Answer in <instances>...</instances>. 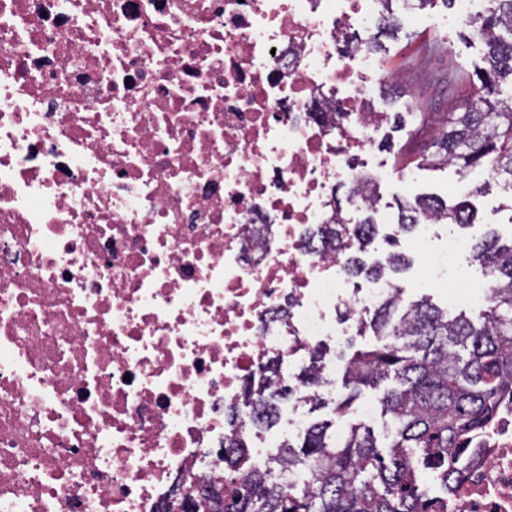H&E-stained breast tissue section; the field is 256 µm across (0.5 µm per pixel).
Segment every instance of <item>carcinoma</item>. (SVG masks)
Wrapping results in <instances>:
<instances>
[{
    "mask_svg": "<svg viewBox=\"0 0 512 512\" xmlns=\"http://www.w3.org/2000/svg\"><path fill=\"white\" fill-rule=\"evenodd\" d=\"M472 38L487 48L488 67L470 81L472 97L439 118L434 151L422 157L427 165H454L461 176L476 170L512 189V0H487L486 10L468 26ZM432 211L464 229L476 223L465 202L453 208L434 200H418L400 208V232L412 231ZM378 234L373 217L358 225V245L367 249ZM471 255L492 280L490 306L475 323L453 318L421 300L402 308L403 298L389 295L369 319L378 344L352 353L345 365L348 393L336 401L347 410L366 388L381 389V405L394 426L388 454L378 451L360 423L339 439L323 424L305 433L300 449L288 446L276 463L307 468L301 485L269 486L274 467L249 472L248 499L241 512H427L413 480V464L432 469L450 486L448 456L468 451L466 438L493 416L501 397L512 395V244L492 232L471 244ZM408 266L399 253L386 264L368 266L359 258L347 264L354 277L382 276ZM322 352L311 353L299 380L327 383L321 374ZM285 382L249 384L245 404L256 426L276 418L273 401L290 394Z\"/></svg>",
    "mask_w": 512,
    "mask_h": 512,
    "instance_id": "carcinoma-1",
    "label": "carcinoma"
}]
</instances>
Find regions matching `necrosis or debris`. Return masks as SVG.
<instances>
[{"label": "necrosis or debris", "mask_w": 512, "mask_h": 512, "mask_svg": "<svg viewBox=\"0 0 512 512\" xmlns=\"http://www.w3.org/2000/svg\"><path fill=\"white\" fill-rule=\"evenodd\" d=\"M381 0H0V512H159L185 475L266 467L245 387L361 333L345 271L381 190L366 36ZM327 226L339 242L315 247ZM418 224L422 285L488 299ZM431 512H512V398Z\"/></svg>", "instance_id": "4bbe7bcc"}]
</instances>
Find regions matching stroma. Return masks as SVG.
Wrapping results in <instances>:
<instances>
[{"label": "stroma", "instance_id": "obj_1", "mask_svg": "<svg viewBox=\"0 0 512 512\" xmlns=\"http://www.w3.org/2000/svg\"><path fill=\"white\" fill-rule=\"evenodd\" d=\"M465 28L459 24H448L441 29L429 27L424 22L403 19L401 30L396 37L381 38L380 59L387 71L396 73L393 81L382 80L374 87V103L377 111L393 114L396 112H447L449 99L463 100L469 97L468 84H458L454 93H447L428 82V75L451 71L474 73L483 64L484 47L479 41L464 42ZM434 45L433 53H425L426 45ZM405 130L385 126L380 138L381 156L387 162V179L383 183L382 210L389 221H397L402 203L414 201L423 196H438L448 205L459 201L453 194L460 177L454 168H432L421 165L419 150L400 153L405 143ZM413 172L414 183H405L404 172ZM467 200L477 213V224L483 230L498 232L503 240L512 239V194L503 191L496 181H489L484 188L472 191ZM370 250L378 256H386L390 251L405 254L411 265L404 273L397 275L396 282L403 290L405 301L429 297L432 303L448 309L449 313L466 311L471 318H478L482 307L478 304H452L445 295L416 285L420 256L411 245L410 236H401L399 243L388 245L376 240Z\"/></svg>", "mask_w": 512, "mask_h": 512}]
</instances>
